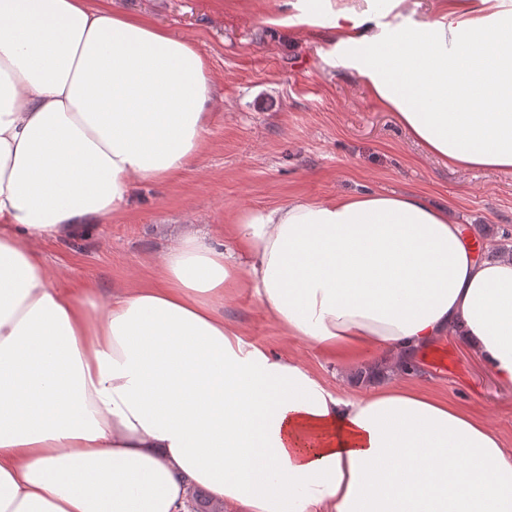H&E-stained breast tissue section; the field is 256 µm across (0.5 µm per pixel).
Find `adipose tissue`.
<instances>
[{
    "label": "adipose tissue",
    "mask_w": 512,
    "mask_h": 512,
    "mask_svg": "<svg viewBox=\"0 0 512 512\" xmlns=\"http://www.w3.org/2000/svg\"><path fill=\"white\" fill-rule=\"evenodd\" d=\"M283 0L326 27L428 156L512 169V0ZM206 58L114 0H0V512H512V449L414 374L339 392L247 340L226 294L348 367L460 337L512 390V258L409 193L296 199L184 225L153 285L58 284L36 253L197 159Z\"/></svg>",
    "instance_id": "ef3b65f1"
}]
</instances>
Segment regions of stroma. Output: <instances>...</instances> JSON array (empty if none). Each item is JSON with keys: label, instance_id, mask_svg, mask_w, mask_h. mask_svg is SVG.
<instances>
[{"label": "stroma", "instance_id": "1", "mask_svg": "<svg viewBox=\"0 0 512 512\" xmlns=\"http://www.w3.org/2000/svg\"><path fill=\"white\" fill-rule=\"evenodd\" d=\"M198 47L217 103L203 149L172 181L135 184L129 207L77 239H48L38 251L68 286L144 284L179 225L223 236L236 213L292 198L327 199L362 191L420 193L447 206L490 251L512 250V171L455 169L424 155L377 106L318 27L274 24L281 0H116ZM224 315L245 337L289 347L330 385H354V371L327 363L305 340L283 336L246 292L224 300ZM423 379L478 411L512 448V392L477 356L448 337L427 351Z\"/></svg>", "mask_w": 512, "mask_h": 512}]
</instances>
